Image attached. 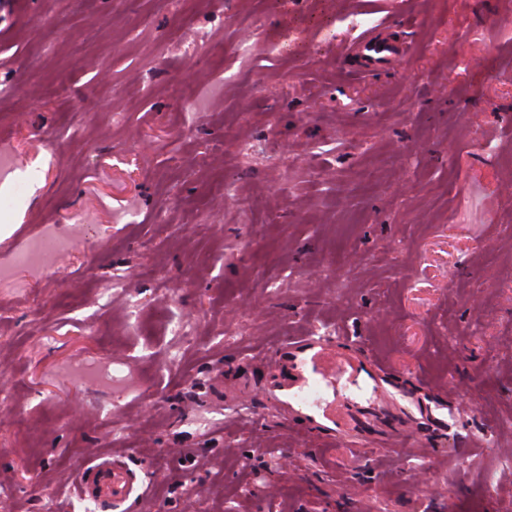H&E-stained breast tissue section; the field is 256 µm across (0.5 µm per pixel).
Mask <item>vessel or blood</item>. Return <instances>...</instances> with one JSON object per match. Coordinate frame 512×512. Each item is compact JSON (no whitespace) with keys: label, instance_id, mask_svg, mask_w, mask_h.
Listing matches in <instances>:
<instances>
[{"label":"vessel or blood","instance_id":"vessel-or-blood-1","mask_svg":"<svg viewBox=\"0 0 512 512\" xmlns=\"http://www.w3.org/2000/svg\"><path fill=\"white\" fill-rule=\"evenodd\" d=\"M353 50L376 65L388 63L393 55L369 35ZM264 358L281 376L267 392L289 414L317 424L329 435L349 436L358 447L403 446V409L380 367L362 351L337 349L319 336H300L272 347ZM78 485L84 497L119 503L131 493L133 479L115 461L99 458L79 475Z\"/></svg>","mask_w":512,"mask_h":512}]
</instances>
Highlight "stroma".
I'll return each mask as SVG.
<instances>
[{"label":"stroma","instance_id":"1","mask_svg":"<svg viewBox=\"0 0 512 512\" xmlns=\"http://www.w3.org/2000/svg\"><path fill=\"white\" fill-rule=\"evenodd\" d=\"M1 155L0 512H512V0H0ZM311 333L404 454L284 417ZM354 53H361L374 65H383L390 61L394 54L393 49H389L387 45L376 40L371 35L363 37L356 42L352 48ZM80 495L86 498L122 502L133 489V478L126 469L109 458L96 459L78 476Z\"/></svg>","mask_w":512,"mask_h":512}]
</instances>
